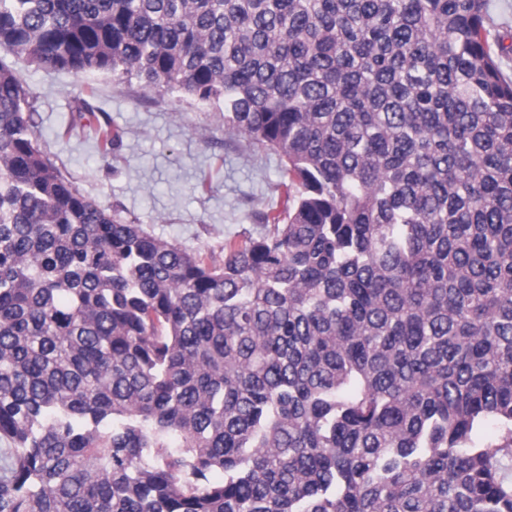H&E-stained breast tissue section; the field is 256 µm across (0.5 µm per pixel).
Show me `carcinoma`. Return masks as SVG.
I'll use <instances>...</instances> for the list:
<instances>
[{
    "instance_id": "1",
    "label": "carcinoma",
    "mask_w": 512,
    "mask_h": 512,
    "mask_svg": "<svg viewBox=\"0 0 512 512\" xmlns=\"http://www.w3.org/2000/svg\"><path fill=\"white\" fill-rule=\"evenodd\" d=\"M488 7L0 0L28 63L221 104L285 177L215 264L82 195L0 64V512H512Z\"/></svg>"
}]
</instances>
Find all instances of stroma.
<instances>
[{
    "mask_svg": "<svg viewBox=\"0 0 512 512\" xmlns=\"http://www.w3.org/2000/svg\"><path fill=\"white\" fill-rule=\"evenodd\" d=\"M0 64L35 92L39 143L77 189L153 236L224 258L225 239L260 234V212L281 208V161L224 129V110L145 90L137 79L37 68L0 48ZM93 112L80 113V97ZM121 136L102 154L95 130Z\"/></svg>",
    "mask_w": 512,
    "mask_h": 512,
    "instance_id": "1",
    "label": "stroma"
}]
</instances>
